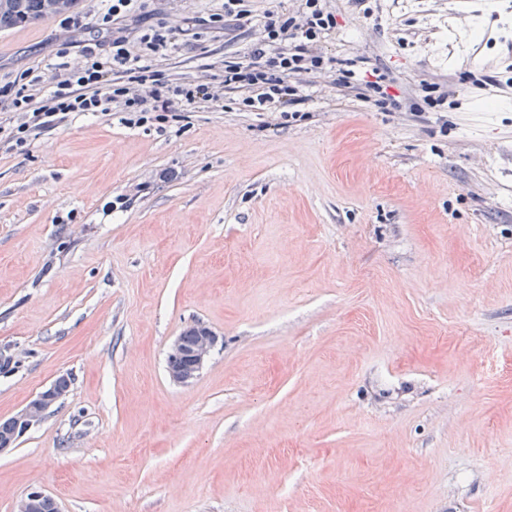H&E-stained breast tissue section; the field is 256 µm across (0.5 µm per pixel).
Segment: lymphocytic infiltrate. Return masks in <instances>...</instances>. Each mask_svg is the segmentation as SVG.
<instances>
[{"instance_id":"obj_1","label":"lymphocytic infiltrate","mask_w":512,"mask_h":512,"mask_svg":"<svg viewBox=\"0 0 512 512\" xmlns=\"http://www.w3.org/2000/svg\"><path fill=\"white\" fill-rule=\"evenodd\" d=\"M111 27L101 41H83L81 62L60 63L45 86L27 74L0 84V109L22 120L8 126L13 148L58 128L76 112H121L130 125L177 121L181 113L212 108L235 95L247 111L289 117L300 104L303 76L336 64L322 41L336 27L327 0H300L294 11H269L244 56L223 60L201 81L174 82L158 65L175 49L183 30L155 20L149 0H108L101 18Z\"/></svg>"}]
</instances>
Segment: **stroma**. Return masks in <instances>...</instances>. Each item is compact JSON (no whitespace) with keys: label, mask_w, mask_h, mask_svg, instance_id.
<instances>
[{"label":"stroma","mask_w":512,"mask_h":512,"mask_svg":"<svg viewBox=\"0 0 512 512\" xmlns=\"http://www.w3.org/2000/svg\"><path fill=\"white\" fill-rule=\"evenodd\" d=\"M323 49L395 81L377 106L306 78L297 120L84 112L0 142V512H512V0H332ZM258 29L190 27L205 79ZM60 17L0 32V80L60 61ZM448 86L410 113L420 82ZM219 342L198 377L167 355ZM194 336L186 331L185 336H192L193 342L187 346L183 334L175 338L168 351V367L170 378L179 384H188L194 380L210 357L218 337L204 326L191 327ZM61 380H63L62 385L65 387L68 378L61 376L48 388L33 396L26 405L12 417L0 421V433H8L0 434V453L8 448H14L16 442L30 429L39 425L59 401L67 395L70 384L68 383V387L62 388L60 386ZM51 504L53 512H59L56 501L42 491H32L22 498L16 507V512H39L45 504Z\"/></svg>","instance_id":"35a3bbf8"}]
</instances>
